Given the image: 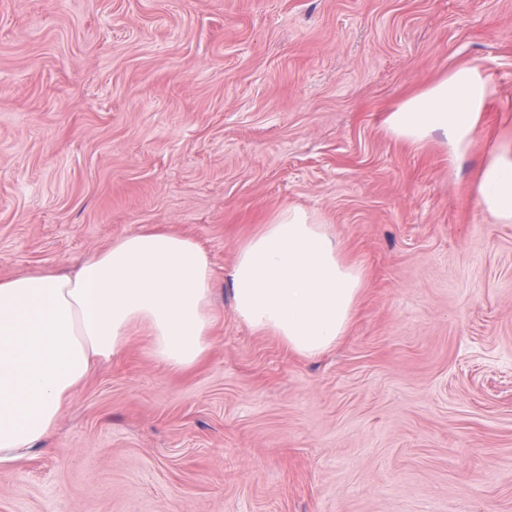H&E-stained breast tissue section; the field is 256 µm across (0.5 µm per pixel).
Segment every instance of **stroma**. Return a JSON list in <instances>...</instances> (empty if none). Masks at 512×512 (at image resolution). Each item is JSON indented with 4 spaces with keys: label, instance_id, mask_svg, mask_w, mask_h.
<instances>
[{
    "label": "stroma",
    "instance_id": "obj_1",
    "mask_svg": "<svg viewBox=\"0 0 512 512\" xmlns=\"http://www.w3.org/2000/svg\"><path fill=\"white\" fill-rule=\"evenodd\" d=\"M462 66L488 96L461 151L388 133ZM505 148L512 0H0V278L152 227L217 277L206 357L133 327L0 464V512H512V224L478 192ZM287 207L366 274L317 358L223 278Z\"/></svg>",
    "mask_w": 512,
    "mask_h": 512
}]
</instances>
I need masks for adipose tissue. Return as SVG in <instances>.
<instances>
[{"instance_id":"adipose-tissue-1","label":"adipose tissue","mask_w":512,"mask_h":512,"mask_svg":"<svg viewBox=\"0 0 512 512\" xmlns=\"http://www.w3.org/2000/svg\"><path fill=\"white\" fill-rule=\"evenodd\" d=\"M488 88L461 67L389 112L398 140L474 136ZM481 204L512 223V149L495 154L479 183ZM227 282L237 318L315 358L346 336L364 272L342 255L324 224L280 210L236 249ZM215 277L195 240L161 229L121 235L68 271L36 268L0 279V462L47 439L95 362L120 355L131 329L146 327L160 365L183 370L209 351Z\"/></svg>"}]
</instances>
